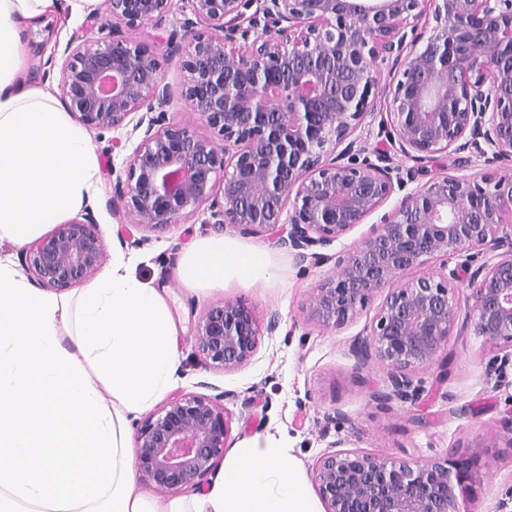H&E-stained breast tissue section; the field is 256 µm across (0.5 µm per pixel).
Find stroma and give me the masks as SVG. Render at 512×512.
<instances>
[{"label": "stroma", "instance_id": "obj_1", "mask_svg": "<svg viewBox=\"0 0 512 512\" xmlns=\"http://www.w3.org/2000/svg\"><path fill=\"white\" fill-rule=\"evenodd\" d=\"M197 19L191 0H173L164 28L144 23L135 27L110 23L105 0H92L75 22L60 21L30 33L28 50L35 76L50 90H58L59 73L68 43L121 39L142 46L159 62L160 75L176 96L165 114L169 123L185 124L197 132L205 127L179 98L188 74L178 60L168 56L169 34L183 35ZM372 122L358 127L355 138L367 155L389 154L394 164L415 172L417 183L430 177L456 174L452 159L437 154L421 163L404 157L391 145L381 124L388 118L383 97L374 100ZM88 135L100 163L102 190L88 204L104 240L107 254L130 259L131 272L164 289L179 323L181 364L176 392L194 393L205 381L218 391L232 393L226 401L229 441L264 433L283 436L292 458L306 477H313L317 459L330 445L343 441L345 448L359 449L394 461H454L473 457L471 474L456 494L460 512H512L506 492L512 487V432L503 421L512 406V387L494 388L486 366L494 346L482 337L452 331L448 338V366L420 370L428 393L415 405H381L371 400L373 390L383 387L386 368L377 360L357 366L349 348L365 333L383 296L374 294L353 321L340 328H325L308 321L305 305L313 288L332 275V265L314 267L300 262L287 250L277 248L273 259L280 278L273 284L244 287L234 282L205 292L187 289L176 277L181 253L194 240L225 235L244 246H264L258 236H247L220 223L218 204L207 203L186 223L166 229L137 231L140 246L124 243L119 234L125 223V203L112 191L113 170L125 169L141 140L126 130L89 129ZM121 139L113 148V139ZM237 298L253 307L260 319L278 313L280 326L261 336L257 351L245 366L224 371L210 366L199 352L195 335L200 320L213 304ZM255 397L252 409L241 401ZM481 445L479 455L471 448Z\"/></svg>", "mask_w": 512, "mask_h": 512}]
</instances>
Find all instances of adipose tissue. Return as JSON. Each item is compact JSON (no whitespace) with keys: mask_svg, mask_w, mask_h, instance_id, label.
<instances>
[{"mask_svg":"<svg viewBox=\"0 0 512 512\" xmlns=\"http://www.w3.org/2000/svg\"><path fill=\"white\" fill-rule=\"evenodd\" d=\"M88 0H0V242L21 247L91 203L101 181L86 131L32 76L30 31ZM188 288L279 278L264 248L209 237L183 252ZM177 323L123 256L75 299L33 288L0 260V512H319L272 434L232 448L193 502L138 490L130 420L175 384Z\"/></svg>","mask_w":512,"mask_h":512,"instance_id":"adipose-tissue-1","label":"adipose tissue"}]
</instances>
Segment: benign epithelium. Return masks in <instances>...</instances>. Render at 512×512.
Wrapping results in <instances>:
<instances>
[{
    "instance_id": "benign-epithelium-1",
    "label": "benign epithelium",
    "mask_w": 512,
    "mask_h": 512,
    "mask_svg": "<svg viewBox=\"0 0 512 512\" xmlns=\"http://www.w3.org/2000/svg\"><path fill=\"white\" fill-rule=\"evenodd\" d=\"M277 29L240 30L252 5ZM199 29L170 36L168 54L189 74L186 105L214 133L163 124L172 101L155 58L126 40L67 46L59 87L89 128L119 129L140 108L144 129L124 173L112 182L127 223L150 229L183 224L222 192L221 223L261 236L302 261L336 272L309 296L308 319L340 327L375 293H384L366 337L352 347L363 364L379 360L385 386L378 403L416 404L426 392L415 371L448 360L457 319L455 289L469 273L471 304L461 330L489 341L496 385L512 366V176L498 172L439 175L412 189L414 174L356 147L354 131L374 115L371 98L388 97V136L406 157L435 154L467 168L512 161V0H192ZM171 0H107L115 20L163 27ZM432 17L424 47L407 28ZM461 45L471 51L462 54ZM398 70L380 86L377 61ZM403 197L358 244L324 249L376 213L396 191ZM486 260L471 269L474 255ZM428 259L439 270L416 280L403 273ZM456 259L454 268L448 260ZM105 244L91 215L58 224L30 258L38 283L62 290L102 268ZM238 299L211 306L197 347L211 365L236 370L251 361L262 333ZM214 396H173L137 428L136 466L155 487L198 486L224 457L229 415ZM322 454L314 479L326 512H459L456 487L470 460L395 462L354 449Z\"/></svg>"
}]
</instances>
